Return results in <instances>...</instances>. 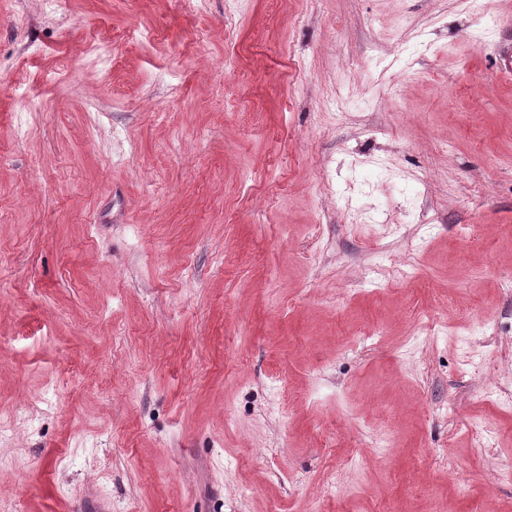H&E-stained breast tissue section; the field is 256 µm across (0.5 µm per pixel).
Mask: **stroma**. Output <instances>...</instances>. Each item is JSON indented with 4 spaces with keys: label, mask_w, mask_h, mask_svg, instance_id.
Wrapping results in <instances>:
<instances>
[{
    "label": "stroma",
    "mask_w": 512,
    "mask_h": 512,
    "mask_svg": "<svg viewBox=\"0 0 512 512\" xmlns=\"http://www.w3.org/2000/svg\"><path fill=\"white\" fill-rule=\"evenodd\" d=\"M509 52L506 0H0V512H512Z\"/></svg>",
    "instance_id": "1"
}]
</instances>
